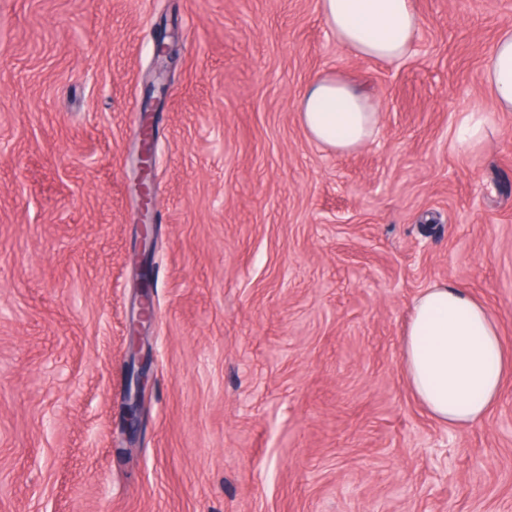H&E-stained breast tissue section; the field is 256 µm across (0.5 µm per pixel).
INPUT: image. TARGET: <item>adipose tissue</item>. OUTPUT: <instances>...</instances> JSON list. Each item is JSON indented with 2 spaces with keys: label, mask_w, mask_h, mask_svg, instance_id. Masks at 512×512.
<instances>
[{
  "label": "adipose tissue",
  "mask_w": 512,
  "mask_h": 512,
  "mask_svg": "<svg viewBox=\"0 0 512 512\" xmlns=\"http://www.w3.org/2000/svg\"><path fill=\"white\" fill-rule=\"evenodd\" d=\"M322 9L337 41L363 59L403 60L421 27L413 0H322ZM483 79L491 105L460 112L454 144L462 152L495 130L498 113L512 112V28L487 53ZM297 112L308 138L339 154L366 145L380 121L376 96L338 71L318 78ZM401 363L414 396L440 423H477L499 399L505 359L496 323L454 284L435 282L414 301Z\"/></svg>",
  "instance_id": "ef3b65f1"
}]
</instances>
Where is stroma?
I'll return each instance as SVG.
<instances>
[{
    "label": "stroma",
    "mask_w": 512,
    "mask_h": 512,
    "mask_svg": "<svg viewBox=\"0 0 512 512\" xmlns=\"http://www.w3.org/2000/svg\"><path fill=\"white\" fill-rule=\"evenodd\" d=\"M397 63L321 0H0V512H512V373L478 424L404 376L413 302L447 280L512 356V112L483 61L512 0H415ZM147 416L121 431L140 247L133 191L159 26ZM372 87L363 148L308 139L321 74ZM155 59L159 64V70L156 72L155 79H152L147 86L144 112H157L161 107L165 86L163 84L156 86V82L162 75V72H168L178 59L176 43L173 40V36L167 33L166 27L160 31L156 39ZM155 92H158L159 96H154ZM487 108L459 112L454 131V144L465 152L482 143L497 124V112H512V28L504 29L483 64Z\"/></svg>",
    "instance_id": "stroma-1"
}]
</instances>
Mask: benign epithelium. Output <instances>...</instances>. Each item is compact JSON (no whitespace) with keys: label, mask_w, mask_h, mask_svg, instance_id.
Here are the masks:
<instances>
[{"label":"benign epithelium","mask_w":512,"mask_h":512,"mask_svg":"<svg viewBox=\"0 0 512 512\" xmlns=\"http://www.w3.org/2000/svg\"><path fill=\"white\" fill-rule=\"evenodd\" d=\"M155 59L159 64L156 76L169 71L178 59V49L173 36L167 30L160 31L155 46ZM165 86L151 81L146 89L144 111L156 112L162 105ZM155 131L152 126L145 127L140 143L138 158L137 191L139 196L141 222V251L134 260L137 318L129 325L127 339V391L125 425L130 431L142 421L146 410V397L151 379V357L147 330L154 320L153 302V260L155 254L154 227L147 222L156 206L153 189V156Z\"/></svg>","instance_id":"obj_1"}]
</instances>
